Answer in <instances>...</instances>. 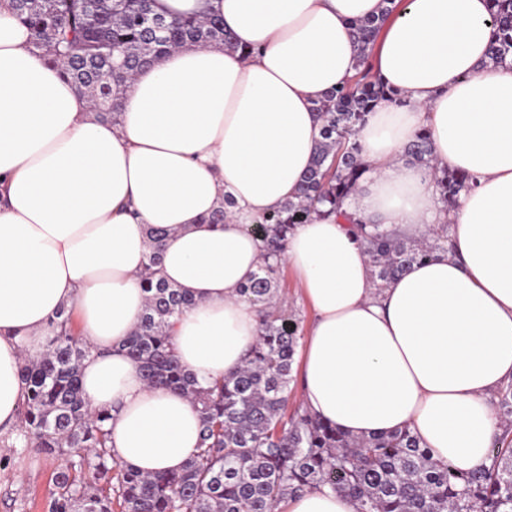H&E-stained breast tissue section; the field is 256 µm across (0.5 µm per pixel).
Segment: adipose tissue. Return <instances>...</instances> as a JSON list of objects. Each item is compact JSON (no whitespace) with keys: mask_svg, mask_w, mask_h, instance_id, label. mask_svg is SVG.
<instances>
[{"mask_svg":"<svg viewBox=\"0 0 512 512\" xmlns=\"http://www.w3.org/2000/svg\"><path fill=\"white\" fill-rule=\"evenodd\" d=\"M373 64L380 101L356 141L370 166L342 209L413 235L449 227L448 249L376 289L363 244L333 218L295 227L287 266L316 320L301 345L302 405L358 437L408 428L433 459L490 467L495 406L512 384V60H489L488 0H395ZM164 14L216 12L237 44L184 46L126 84L118 122L0 4V433L15 429L25 357L71 308L90 348L84 393L106 415L112 457L176 472L199 451L192 399L149 386L121 344L145 307L149 229L158 275L191 295L172 352L200 381L242 366L259 336L239 294L261 262L253 218L294 197L321 139L313 103L356 73L357 21L382 0H156ZM435 166L470 174L445 209L433 168L404 147L420 131ZM235 201L224 223L209 215ZM282 512H357L311 489Z\"/></svg>","mask_w":512,"mask_h":512,"instance_id":"1","label":"adipose tissue"}]
</instances>
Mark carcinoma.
<instances>
[{
    "mask_svg": "<svg viewBox=\"0 0 512 512\" xmlns=\"http://www.w3.org/2000/svg\"><path fill=\"white\" fill-rule=\"evenodd\" d=\"M356 23L357 73L352 83L316 103L322 141L295 198L258 216L246 231L262 243L258 270L240 295L258 307L261 333L245 364L222 379L201 384L171 351L175 318L194 305L181 289L156 277L162 237L151 232V251L141 275L147 293L139 324L122 344L150 386L193 399L201 414L200 452L176 473L143 474L112 458L107 416L85 398L80 367L88 349L76 336L72 313L56 314L55 336L44 353L26 357L21 378L26 397L19 410L26 443L57 460L47 512H275L285 499L311 488L347 494L357 512H512V385L498 399L503 429L490 449L493 466L468 474L434 460L407 428L354 437L312 417L288 411L299 321L283 308V255L296 225L313 218H340L362 238L375 286L390 282L448 245V225L424 237L362 224L341 210L370 167L355 140L374 105L388 93L372 71L370 55L392 13ZM494 31L490 59L512 54V0H489ZM30 32L33 48L60 61L96 114L116 122L122 87L138 69L186 44L237 45L216 14L166 17L154 0H10ZM403 156L433 169L443 205L452 209L472 177L435 169L430 137L421 132ZM94 490L81 489L84 467Z\"/></svg>",
    "mask_w": 512,
    "mask_h": 512,
    "instance_id": "obj_1",
    "label": "carcinoma"
}]
</instances>
